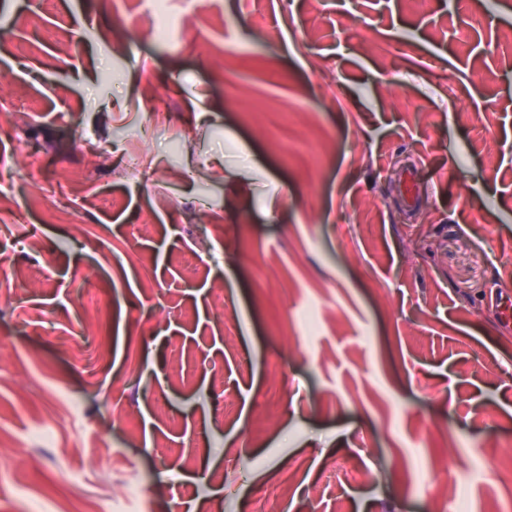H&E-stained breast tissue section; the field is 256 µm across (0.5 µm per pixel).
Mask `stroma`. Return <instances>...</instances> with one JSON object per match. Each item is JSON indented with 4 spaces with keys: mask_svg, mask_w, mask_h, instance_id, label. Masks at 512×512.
I'll return each mask as SVG.
<instances>
[{
    "mask_svg": "<svg viewBox=\"0 0 512 512\" xmlns=\"http://www.w3.org/2000/svg\"><path fill=\"white\" fill-rule=\"evenodd\" d=\"M164 8L187 41L147 0H0L37 114L0 123V512H144L128 480L145 512H512V0ZM77 169L79 225L28 208Z\"/></svg>",
    "mask_w": 512,
    "mask_h": 512,
    "instance_id": "35a3bbf8",
    "label": "stroma"
}]
</instances>
